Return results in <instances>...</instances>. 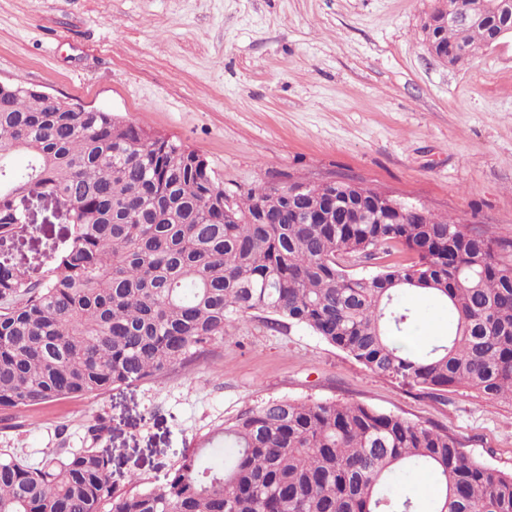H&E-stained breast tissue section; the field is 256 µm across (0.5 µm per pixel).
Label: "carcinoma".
<instances>
[{"mask_svg":"<svg viewBox=\"0 0 512 512\" xmlns=\"http://www.w3.org/2000/svg\"><path fill=\"white\" fill-rule=\"evenodd\" d=\"M512 12L440 41L469 54L492 45ZM25 165L17 169L14 157ZM199 154L110 112H56L29 90L0 95V240L24 232L17 201L60 197L69 233L33 282L0 261V411L99 396L152 380L234 335L254 313L311 330L371 372L443 396L465 389L512 401V243L490 225L431 214L426 223L254 224L277 204L258 186L224 217V188ZM350 183L315 186L310 201ZM403 245L405 263L365 275ZM424 293L452 314L447 339L422 351ZM422 472L430 512H512V473L471 457L453 433L361 403L278 398L246 408L200 437L164 483L112 493V456L85 448L36 466L0 453V512H418L393 477Z\"/></svg>","mask_w":512,"mask_h":512,"instance_id":"1","label":"carcinoma"}]
</instances>
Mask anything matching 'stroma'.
Returning a JSON list of instances; mask_svg holds the SVG:
<instances>
[{
  "instance_id": "35a3bbf8",
  "label": "stroma",
  "mask_w": 512,
  "mask_h": 512,
  "mask_svg": "<svg viewBox=\"0 0 512 512\" xmlns=\"http://www.w3.org/2000/svg\"><path fill=\"white\" fill-rule=\"evenodd\" d=\"M438 0H0V81L74 99L183 143L225 194L288 179L362 187L493 225L512 240V39L460 66L435 59L423 25ZM31 223L0 256L38 280L68 224L28 199ZM424 344L447 309L416 291ZM275 398L363 403L458 435L512 473V404L460 389L420 394L381 378L309 330L246 318L196 361L98 397L0 412V453L93 448L112 488L159 484L165 465L240 410ZM111 423L100 439L89 429Z\"/></svg>"
}]
</instances>
